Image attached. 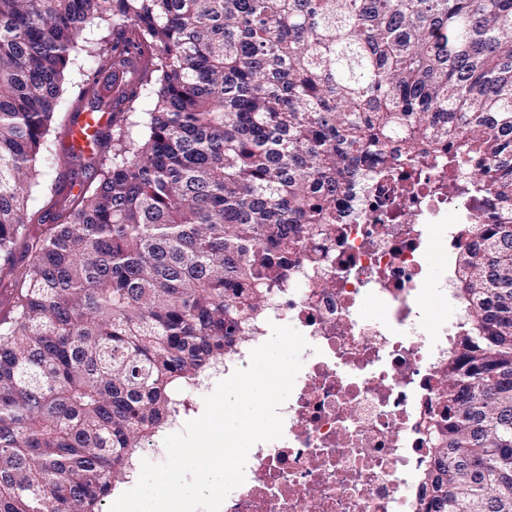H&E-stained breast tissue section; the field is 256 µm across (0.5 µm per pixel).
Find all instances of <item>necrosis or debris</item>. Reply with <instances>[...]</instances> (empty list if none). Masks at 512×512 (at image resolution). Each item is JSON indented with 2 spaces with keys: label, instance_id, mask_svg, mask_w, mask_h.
I'll return each instance as SVG.
<instances>
[{
  "label": "necrosis or debris",
  "instance_id": "necrosis-or-debris-1",
  "mask_svg": "<svg viewBox=\"0 0 512 512\" xmlns=\"http://www.w3.org/2000/svg\"><path fill=\"white\" fill-rule=\"evenodd\" d=\"M356 213L333 226L321 265L297 252L283 287L215 375L239 369L289 325L307 340L281 406L283 436L255 445L245 481L220 512H422L431 463L427 425L441 414V381L462 324L456 253L493 201L465 170L438 160L371 180ZM383 305L367 314V301Z\"/></svg>",
  "mask_w": 512,
  "mask_h": 512
}]
</instances>
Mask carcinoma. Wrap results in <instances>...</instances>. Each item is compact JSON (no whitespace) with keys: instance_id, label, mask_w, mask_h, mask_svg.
Listing matches in <instances>:
<instances>
[{"instance_id":"carcinoma-1","label":"carcinoma","mask_w":512,"mask_h":512,"mask_svg":"<svg viewBox=\"0 0 512 512\" xmlns=\"http://www.w3.org/2000/svg\"><path fill=\"white\" fill-rule=\"evenodd\" d=\"M96 172L45 233L28 192L78 37ZM448 158L494 223L459 253L462 335L424 512H512V0H0V512H102L370 172ZM29 260V255L25 254L22 250H17L10 264L0 260V311L6 312L11 302V292L15 277V272L12 268L14 267L15 270H19Z\"/></svg>"}]
</instances>
